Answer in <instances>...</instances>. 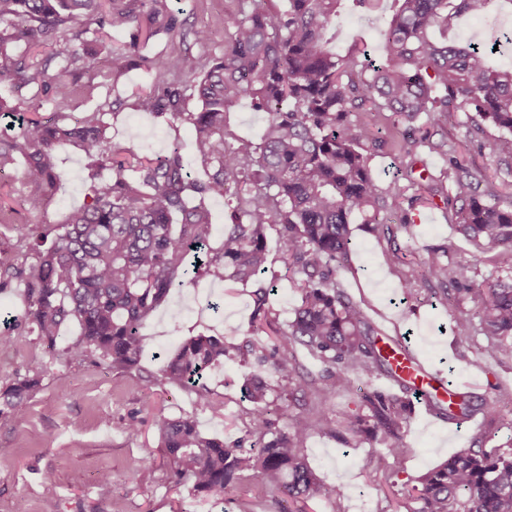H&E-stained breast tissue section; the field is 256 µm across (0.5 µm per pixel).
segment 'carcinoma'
Listing matches in <instances>:
<instances>
[{"label": "carcinoma", "mask_w": 512, "mask_h": 512, "mask_svg": "<svg viewBox=\"0 0 512 512\" xmlns=\"http://www.w3.org/2000/svg\"><path fill=\"white\" fill-rule=\"evenodd\" d=\"M360 11L383 8L379 30L382 54L374 58L356 45L341 55L330 47L327 30L343 2ZM158 0H0V173L24 164L20 207L44 212L53 202L61 172L57 151L80 150L94 180L82 206L60 223L9 246L0 258V290L25 285L27 309L22 322L54 349L61 328L71 320L80 335L68 353L81 358L97 353L118 373L140 370L143 345L139 330L189 270L246 284L252 291L250 336L198 335L182 341L161 369L163 385L191 389L199 407L224 415V400L204 383L207 370L221 360L250 363L254 372L243 385L251 403L245 435L226 442L206 437L192 415L165 419L158 433L177 482L191 484L198 497L221 495L245 477L260 481L288 499V512H304L313 499L340 501L343 489L322 482L300 453L316 428L338 433L325 409L332 395L352 389L356 378H394L399 392L364 395L342 423L359 437L387 441L385 457L394 466L411 453L401 429L410 417L412 383L396 377L391 357L378 346V328L361 303L340 287L336 276L353 252L354 217L377 237L389 232L380 213L388 193L372 176L366 152L380 147L372 126L360 118L375 112L395 125L419 118L440 125L462 113L469 131L490 124L498 130L492 151L512 175V70L490 62L494 45L439 43L430 29L455 16H482L489 0H288L271 12L263 0H239L224 16V52L204 65L196 85L201 103L185 111L182 87L172 73L197 69L194 58L172 56L149 68L153 88L141 108L171 115L193 126L197 159L205 169L193 175L178 149L144 158L115 147L106 137L103 112L79 119L54 112H23L20 101L39 107L41 97L66 100L78 77L100 56L112 57L105 36L129 35L127 63L138 65L140 45L156 28ZM243 100L268 114L259 141L227 139L225 114ZM448 156L442 181L414 177L417 149ZM400 171L408 188L424 189L451 212V222L468 239L499 249L500 275L473 287L472 267L432 254L409 268L403 288L418 282L453 290L457 301L477 300L486 353L512 357V204H503L479 169L455 156L448 134L413 139L400 148ZM227 198L229 222L220 247L200 264L191 253L205 250L212 232L208 201ZM277 228L278 252L288 280L300 293L294 318L281 327L270 302L273 286L261 284L267 271V231ZM261 335L274 340H258ZM304 349L321 365L307 371L298 360ZM36 377L0 389V413L22 419ZM300 404L285 428L291 402ZM426 406L435 415H467L471 400L430 393ZM405 512H512V436L490 450L462 449L428 470L410 487L391 483Z\"/></svg>", "instance_id": "1"}]
</instances>
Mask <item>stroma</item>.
<instances>
[{
    "label": "stroma",
    "instance_id": "1",
    "mask_svg": "<svg viewBox=\"0 0 512 512\" xmlns=\"http://www.w3.org/2000/svg\"><path fill=\"white\" fill-rule=\"evenodd\" d=\"M164 3L167 12L176 16L178 27L160 33L141 48L148 61L187 54L204 62L223 53L224 15L237 9V0ZM383 20L377 11L341 12L334 22L337 53H345L356 42L377 47L376 28ZM199 28L209 31L207 44L195 42L193 32ZM82 80L93 84L92 97L84 104L72 103L66 109L68 115L106 112L114 144L149 157L179 148L193 174L202 175L193 149L192 127L141 110L140 99L151 90L146 65L116 59L84 74ZM131 128L139 132L132 142L126 139ZM426 129L421 120L379 123L375 135L381 146L373 153L370 167L382 189L393 188L398 193L386 212L392 232L378 238L363 224L353 223L356 247L337 279L385 335L409 346L425 365L451 369L459 382L476 380L471 391L474 404L486 400L506 403L512 401V359L486 355L488 342L480 333L462 342L452 331L460 313L475 312V302L469 299L456 304L426 285L419 286L411 297L402 295L406 267L421 263L433 248H450L455 259L471 264L475 282L497 272L495 250L468 241L449 223L445 210L427 202L411 206L402 198L407 182L397 176L398 149L404 139L420 136ZM447 129L458 159L482 169L501 200L512 199V177L503 175L491 150L496 129L488 126L483 133L470 136L457 120L448 122ZM58 164L63 177L54 203L34 217L18 212L17 221L54 224L68 210L83 204L91 183L85 157L67 146L59 150ZM395 248L404 257L398 266L386 261ZM268 249V273L279 279L271 303L284 324L292 319L299 294L281 277L276 230L268 232ZM250 292V287L207 277L173 289L143 326L141 368L128 374L112 372L93 353L81 359L69 355L67 347L80 333L77 322L63 327L52 352L36 333L18 329L13 343L0 348V387L25 375L39 376L40 387L31 396L23 420L0 416V512H279L278 494L256 478L218 497H194L189 484L173 482L157 430L161 419L191 414L204 434L228 440L244 435L250 405L242 401L241 387L248 367L228 361L209 372L208 387L224 399L220 417L201 410L193 391L160 384L155 377L179 340L221 333L230 326L238 328L240 336H247L253 309ZM478 355L484 366L475 370L469 361ZM132 421L140 427L134 437L125 430ZM402 435L411 448L402 463L403 474L415 478L461 449L494 447L506 432L482 413H474L472 423L462 426L432 414L418 401ZM384 448L379 440L358 441L347 433L335 437L313 432L302 454L326 484L343 487L344 496L337 505L324 500L312 502L307 512H394L389 467L381 458ZM148 450L154 457L150 465L143 461ZM48 478L54 484L50 492L44 485Z\"/></svg>",
    "mask_w": 512,
    "mask_h": 512
}]
</instances>
